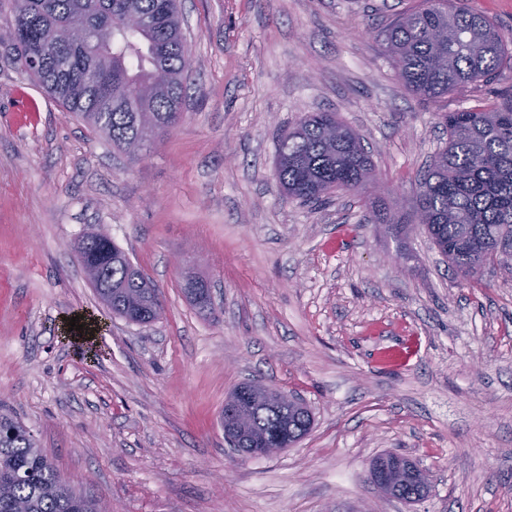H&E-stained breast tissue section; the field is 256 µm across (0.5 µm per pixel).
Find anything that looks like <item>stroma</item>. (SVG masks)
Segmentation results:
<instances>
[{"label": "stroma", "instance_id": "stroma-1", "mask_svg": "<svg viewBox=\"0 0 512 512\" xmlns=\"http://www.w3.org/2000/svg\"><path fill=\"white\" fill-rule=\"evenodd\" d=\"M416 0H182L183 118L145 156L113 148L0 43V409L61 476L112 512H512V263L455 277L409 209L448 134L491 108L512 68L426 101L380 31ZM330 111L369 147L376 187L288 198L278 138ZM104 226L161 291L148 324L110 314L73 247ZM208 279L213 308L184 293ZM86 312L94 355L61 333ZM258 380L301 398L311 432L238 455L220 418ZM405 455L429 473L407 503L368 480Z\"/></svg>", "mask_w": 512, "mask_h": 512}]
</instances>
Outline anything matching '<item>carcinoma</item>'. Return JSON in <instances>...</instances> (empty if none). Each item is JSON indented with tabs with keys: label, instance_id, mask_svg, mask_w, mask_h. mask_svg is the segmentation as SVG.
<instances>
[{
	"label": "carcinoma",
	"instance_id": "obj_1",
	"mask_svg": "<svg viewBox=\"0 0 512 512\" xmlns=\"http://www.w3.org/2000/svg\"><path fill=\"white\" fill-rule=\"evenodd\" d=\"M12 21L0 30L15 49L18 69L34 77L69 112L91 123L120 151L138 156L152 133L181 121L189 66L179 0H8ZM84 28L87 42L69 31ZM406 89L437 99L458 85L490 81L512 63V52L487 16L453 0H419L383 31ZM448 142L430 160L409 211L387 218L396 237L423 229L472 279L512 240V97L492 109L442 113ZM275 176L291 197L321 202L336 188L361 189L373 170L361 138L334 112L300 118L278 140ZM79 261L102 271L92 283L112 313L142 324L159 317L155 297L125 252L101 231L77 246ZM312 414L273 399L248 422L227 425L231 444L293 445L308 434ZM0 512H105L65 484L23 423L0 416Z\"/></svg>",
	"mask_w": 512,
	"mask_h": 512
}]
</instances>
